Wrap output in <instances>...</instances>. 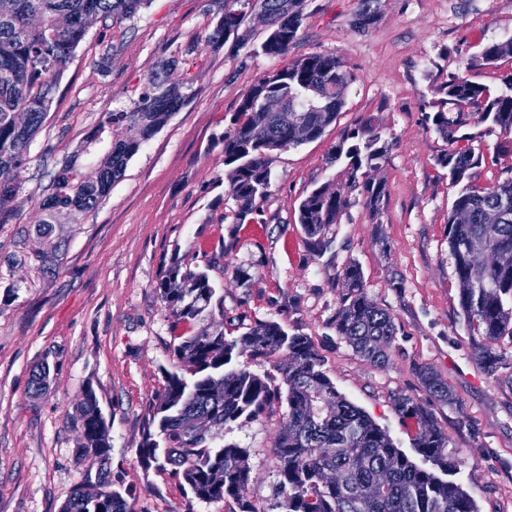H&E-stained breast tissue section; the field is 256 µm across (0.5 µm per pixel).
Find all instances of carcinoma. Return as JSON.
<instances>
[{
  "label": "carcinoma",
  "mask_w": 512,
  "mask_h": 512,
  "mask_svg": "<svg viewBox=\"0 0 512 512\" xmlns=\"http://www.w3.org/2000/svg\"><path fill=\"white\" fill-rule=\"evenodd\" d=\"M147 0H0V224L15 218L14 201L29 148L39 133L67 64L85 39L89 21L99 16L122 21L135 16ZM268 16L270 31L254 49L282 61L257 82L271 94H286L297 109L298 122L287 127L278 113L265 112L243 97L224 132V164L234 166L228 195L236 203L235 223L259 212L273 180L274 155L320 138L345 104L353 75L332 54L288 58L304 17L305 0H245ZM224 10L207 44L219 46L234 37L241 46L252 39L245 15ZM71 19L65 28L57 18ZM512 57V38L487 44L481 59L493 64ZM177 59L151 69L137 101L127 110L105 112L78 149L58 166L42 199L45 213L35 225L37 238L48 242L57 224L93 212L122 177L128 162L189 99L188 86L169 81ZM503 88L489 87L454 75L436 89L434 129L449 145L437 164L461 186L448 214V249L459 282V306L473 340L474 356L488 373L503 358L495 342L512 326V213L494 216L504 201L512 202V178L484 190L464 183L468 171L482 162L475 136L464 131L472 109L477 122L488 123L507 139L497 145L512 155V74ZM125 126L138 136L125 137ZM388 143L368 118L336 145L334 160H346L343 173L350 190L362 197L371 218L385 199L381 183L361 181L358 172L379 166ZM347 205L339 192L321 185L300 202L297 223L321 247L330 227ZM56 250L38 249L34 260L45 277L53 275ZM342 294L334 328L352 350L377 367L389 364L398 328L391 313L365 295L362 272L355 264L343 270ZM171 321V369L164 370L163 392L149 406L139 447L144 469L168 473L190 501L220 500L238 512H259L244 493L253 479L247 449L218 444L224 428L261 417L273 404L286 406L285 421L275 435V494L281 512H479L471 494L454 479L458 460L448 452L449 438L430 409L410 395L394 399L399 417L412 423L413 448L432 468H424L397 448L385 429L342 396L323 370L310 337L288 332L273 320L260 321L238 336L209 327L194 328L206 315H224L221 299L207 271L179 260L171 263L158 284ZM247 363H239L240 359ZM269 369L259 374L249 364ZM419 377L429 396L455 404L452 392L428 367ZM81 430L76 448L80 460L98 463L96 478L78 483L60 512H130L129 493H104L112 484L108 463L109 423L93 391L74 406Z\"/></svg>",
  "instance_id": "carcinoma-1"
}]
</instances>
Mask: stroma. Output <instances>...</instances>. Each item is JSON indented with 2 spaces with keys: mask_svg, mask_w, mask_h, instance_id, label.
Masks as SVG:
<instances>
[{
  "mask_svg": "<svg viewBox=\"0 0 512 512\" xmlns=\"http://www.w3.org/2000/svg\"><path fill=\"white\" fill-rule=\"evenodd\" d=\"M224 0H150L120 22L92 20L68 64L43 127L32 142L13 223L0 225V512H59L83 476L98 466L78 460L81 431L73 406L93 390L110 423L112 486L130 493L133 512H229L224 502L192 503L168 474L141 468L137 449L150 403L170 365V322L158 292L173 259L191 260L201 242H223L209 275L224 299L213 328L239 335L271 319L311 337L337 390L411 451L413 427L394 398L426 402L459 460L457 479L480 512H512V335L497 341L496 373L476 360L459 306L448 250V212L457 189L436 160L448 149L433 128L434 90L454 74L497 90L512 59H476L488 43L512 37V0H306L298 58L329 53L355 79L345 106L317 140L278 152L261 223L233 221L224 164V133L240 99L277 59L252 45L206 44ZM370 7L375 22L360 29ZM111 54V70L99 62ZM171 81L189 83L191 98L129 161L95 212L57 225L52 278L25 257L44 213L37 201L56 165L82 143L100 115L131 107L148 70L171 58ZM374 118L389 144L367 178L382 182L380 215L370 218L347 190L340 138ZM477 133L481 165L473 186L512 177V157L496 146L499 130ZM343 191L349 204L315 252L297 222L301 200L316 186ZM357 263L367 298L391 312L398 327L387 367L364 360L333 326L342 272ZM252 277L242 287V274ZM47 364L46 389L33 395L31 374ZM436 371L456 398L430 400L418 376ZM284 410L239 420L222 439L246 448L253 470L246 497L259 512H276L272 441Z\"/></svg>",
  "mask_w": 512,
  "mask_h": 512,
  "instance_id": "stroma-1",
  "label": "stroma"
}]
</instances>
